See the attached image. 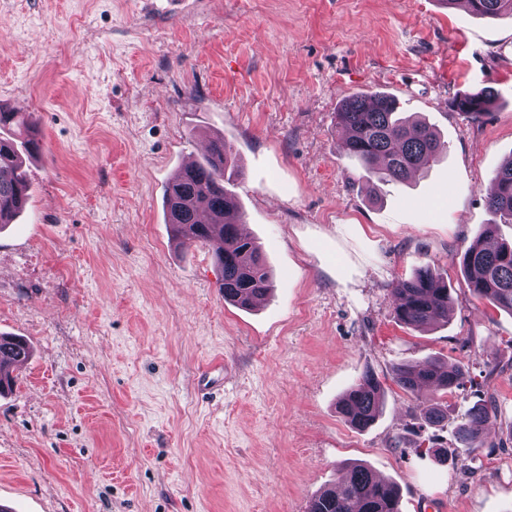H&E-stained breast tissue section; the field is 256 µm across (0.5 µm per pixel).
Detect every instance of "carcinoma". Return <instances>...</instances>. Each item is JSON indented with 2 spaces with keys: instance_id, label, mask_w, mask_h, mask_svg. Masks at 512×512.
Returning <instances> with one entry per match:
<instances>
[{
  "instance_id": "carcinoma-1",
  "label": "carcinoma",
  "mask_w": 512,
  "mask_h": 512,
  "mask_svg": "<svg viewBox=\"0 0 512 512\" xmlns=\"http://www.w3.org/2000/svg\"><path fill=\"white\" fill-rule=\"evenodd\" d=\"M476 16L512 19V0H468ZM491 90L455 97L451 106L478 117L494 105ZM337 125L341 149L355 157L368 174L380 181L406 182L439 161L445 143L428 123L399 112L398 100L381 91L349 96L340 105ZM36 123L0 106V226L10 224L24 209L30 181L22 154L39 152ZM234 155L222 137L212 140L204 159L184 173H176L165 194L166 223L179 247L210 245L220 271L219 290L224 301L248 309L256 297L272 290V278L259 246L239 231L241 218L236 197L224 186L225 171ZM496 190L487 205L512 222V157L496 171ZM458 264L472 294L494 307L512 313V242L498 240L497 225L486 224L481 234L458 257ZM396 320L421 328L448 320V282L430 266H422L392 288ZM30 345L17 336L0 333V394L14 385L13 367L29 359ZM469 369L461 362H404L393 371V381L416 396L426 389L451 392L465 385ZM383 383L366 370L342 395L337 412L353 428L364 431L382 408ZM495 413L491 402L478 403L458 426L460 444L470 453L479 450L485 426ZM308 512H400L397 485L362 465L346 467L341 487L314 495Z\"/></svg>"
}]
</instances>
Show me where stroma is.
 Returning a JSON list of instances; mask_svg holds the SVG:
<instances>
[{
    "mask_svg": "<svg viewBox=\"0 0 512 512\" xmlns=\"http://www.w3.org/2000/svg\"><path fill=\"white\" fill-rule=\"evenodd\" d=\"M490 87L472 119L460 93ZM380 90L448 149L406 184L338 146L347 97ZM0 105L35 113L31 197L0 228V333L29 361L0 395V504L13 512H307L345 467L398 484L401 512H512V314L475 298L452 258L497 222L483 184L512 158V21L441 0H0ZM223 136L245 231L273 279L225 302L212 250L175 247L166 184ZM428 265L447 322H396L393 284ZM462 362L431 391L398 364ZM222 361L224 388L199 387ZM375 423L336 411L365 370ZM498 412L477 456L456 442L476 403ZM448 451L437 461L434 449ZM495 95L492 90H483L477 93L464 94L455 97L451 106L457 112H462L470 117H478L494 105ZM469 378V369L461 362H404L393 371V381L404 391L422 396L426 389L452 392L463 387Z\"/></svg>",
    "mask_w": 512,
    "mask_h": 512,
    "instance_id": "1",
    "label": "stroma"
}]
</instances>
